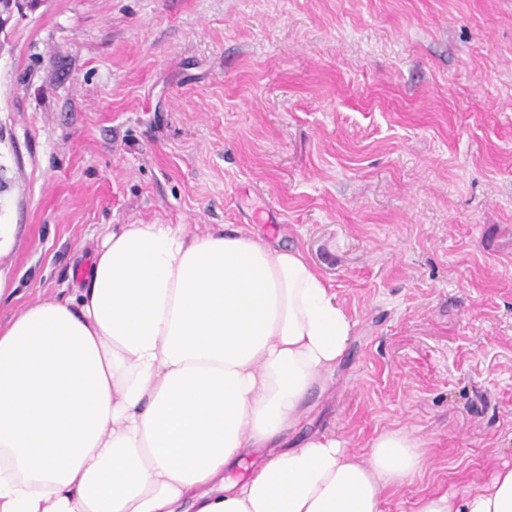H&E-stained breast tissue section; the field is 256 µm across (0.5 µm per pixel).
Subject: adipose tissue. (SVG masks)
<instances>
[{
	"instance_id": "obj_1",
	"label": "adipose tissue",
	"mask_w": 512,
	"mask_h": 512,
	"mask_svg": "<svg viewBox=\"0 0 512 512\" xmlns=\"http://www.w3.org/2000/svg\"><path fill=\"white\" fill-rule=\"evenodd\" d=\"M351 330L298 249L121 225L70 297L0 323V512H385L423 475L421 441L386 431L365 459L288 444ZM413 512H512V466Z\"/></svg>"
}]
</instances>
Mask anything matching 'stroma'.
I'll use <instances>...</instances> for the list:
<instances>
[{
  "mask_svg": "<svg viewBox=\"0 0 512 512\" xmlns=\"http://www.w3.org/2000/svg\"><path fill=\"white\" fill-rule=\"evenodd\" d=\"M0 320L121 224L253 226L354 328L304 432L512 465V0H39L0 31Z\"/></svg>",
  "mask_w": 512,
  "mask_h": 512,
  "instance_id": "35a3bbf8",
  "label": "stroma"
}]
</instances>
